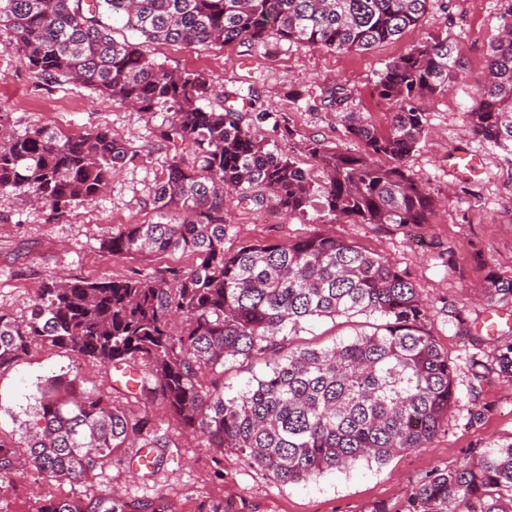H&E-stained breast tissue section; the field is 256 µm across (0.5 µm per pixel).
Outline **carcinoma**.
Wrapping results in <instances>:
<instances>
[{
    "instance_id": "1",
    "label": "carcinoma",
    "mask_w": 512,
    "mask_h": 512,
    "mask_svg": "<svg viewBox=\"0 0 512 512\" xmlns=\"http://www.w3.org/2000/svg\"><path fill=\"white\" fill-rule=\"evenodd\" d=\"M432 0H0L26 66L47 82L73 80L114 105L168 120L156 132L167 174L154 186L156 221L126 224L102 240L116 259L179 252L191 264L98 280L59 278L39 289L22 322L0 310V366L40 342L103 368L137 369L135 385L82 391L58 375L38 389L23 440L0 437V475L21 467L51 480L84 481L135 444L155 452L173 440L131 414L117 396L162 402L181 430L230 448L273 479L295 483L361 461L386 463L426 446L455 403V366L428 333V307L380 254L315 233L284 244L224 249L226 196L324 223L427 224L436 202L404 159L427 135L420 101L448 92L461 68L459 45L434 38L386 64L376 85L395 106L381 133L353 118L364 153L312 140V168L268 148L254 120L232 104L214 108L211 76L175 73L118 41L104 16L147 41L221 45L288 42L368 51L416 27ZM487 82L469 111L474 130L512 155V13L490 44ZM194 155L183 164V153ZM390 161L381 165L378 159ZM140 151L106 127L67 134L48 126L17 132L0 111V190L10 189L60 222L94 202ZM490 306L512 304V278L486 277ZM378 316L371 332L327 348L290 336L320 318ZM256 358L268 370L224 395V365ZM496 374L512 379V340L497 344ZM26 449L20 459L16 449ZM166 512L162 502L129 507L110 491L46 499L36 512ZM372 512H512V441H493L472 460L436 471L401 501Z\"/></svg>"
}]
</instances>
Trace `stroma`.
Returning a JSON list of instances; mask_svg holds the SVG:
<instances>
[{
    "mask_svg": "<svg viewBox=\"0 0 512 512\" xmlns=\"http://www.w3.org/2000/svg\"><path fill=\"white\" fill-rule=\"evenodd\" d=\"M512 0H433L420 24L398 39L361 53H348L289 43L277 37L252 44L223 47L144 42L149 58L173 71L206 70L215 85L234 93L253 112L271 113L257 130L268 135L273 124L289 129L277 138L279 152L309 167L310 140L341 151L362 152L345 120L353 112L378 129H387L393 107L378 97L376 84L387 63L435 37L456 41L462 68L448 92L421 101L429 134L405 160L408 170L439 199L429 223L355 224L346 220L317 225L278 211L227 198L229 230L224 248L236 251L250 243H282L314 231L336 235L383 255L413 283L430 311L427 330L447 351L456 368V402L448 421L423 448L398 453L383 465L362 463L343 471H327L290 484L276 482L234 450L210 447L204 438L187 440L163 405L129 402V409L152 419L159 431L174 435L176 445L148 475H135L125 461L134 449H123V461L100 465L85 482L46 480L25 469L0 478V512H35L47 498L83 497L113 489L131 501L161 499L167 512H196L203 501L223 503L225 512H371L395 505L412 484L436 470L452 469L475 459L489 442L512 440V381L489 374L474 384L472 355L492 364L496 336L474 343L458 334L454 312L479 330L491 308L482 300L488 272L512 277V155L493 147L473 129L467 112L486 79L488 49L497 36ZM342 87L344 104L330 107L326 92ZM0 109L12 112L19 127L51 126L78 133L97 126L139 150L141 162L127 165L105 195L73 209L66 220L52 223L47 210L22 196L0 191V310L17 320L44 282L58 274L89 279L122 277L165 266H184L181 254L115 259L100 243L127 224L151 221L150 195L168 166V151L153 136L165 118L146 115L102 101L90 90L36 77L21 60L14 37L0 27ZM467 151L479 164L468 176L456 177L449 155ZM358 316L321 319L292 337L295 346L324 348L371 326ZM66 373L83 389L108 390L112 373L77 358L71 351L33 346L27 355L0 366V436L21 438L33 404L32 396L49 377ZM481 420H473L474 407Z\"/></svg>",
    "mask_w": 512,
    "mask_h": 512,
    "instance_id": "stroma-1",
    "label": "stroma"
}]
</instances>
